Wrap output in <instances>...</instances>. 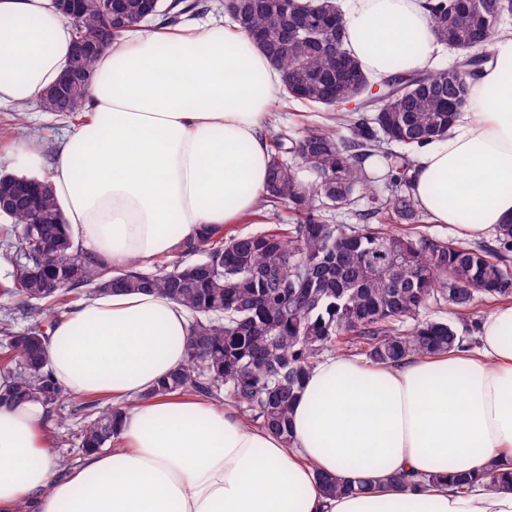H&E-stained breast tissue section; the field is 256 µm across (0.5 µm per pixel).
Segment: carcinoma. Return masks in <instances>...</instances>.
Here are the masks:
<instances>
[{"label":"carcinoma","instance_id":"obj_1","mask_svg":"<svg viewBox=\"0 0 512 512\" xmlns=\"http://www.w3.org/2000/svg\"><path fill=\"white\" fill-rule=\"evenodd\" d=\"M120 0L119 23L104 14L105 0H83L71 24L74 39L96 41L80 71L93 77L98 55L124 38L128 27L159 20L185 25L204 10L202 0ZM432 34L469 59L485 55L470 35L481 22L479 0H429ZM233 12L244 32L260 29L257 46L284 72L278 105L308 103L327 114V123L305 129L300 139L274 133L269 158L264 210L288 205L292 224L271 222L263 230L237 235L222 225L204 226L194 239L155 272L131 267L114 274L77 255L64 215L50 184L34 190L33 179L0 175V215L11 221L5 250L24 255L13 279L0 292L17 300L16 310L40 321L27 332L0 322V368L11 383L0 403L36 402L49 408L68 397L49 369L45 342L55 310L80 288L94 292L159 290L184 306L191 316L188 359L143 398L192 394L229 397L247 420L286 443L293 441L291 412L307 375L321 359L355 351L371 362L399 363L407 357H431L464 342L444 320H418L421 309L439 301L460 314L478 303L512 300V223L493 229L479 243L438 239L389 226L424 224L428 215L408 192L413 154L446 134L467 104L469 84L435 69L423 85L404 97L386 101L384 111L337 110L336 97H349L357 82H366L359 59L347 41L345 21L329 15L343 65L316 38L285 32L288 0H235ZM91 85L71 87L63 95L64 112H84ZM345 127L349 137L339 134ZM298 157L315 180L300 179L285 161ZM387 194L373 195L362 213L364 224H329L327 209L347 206L376 179ZM392 250L405 263L389 278L374 272ZM101 399L84 405L95 417L81 430L78 448L85 454L112 446L118 437L120 406L99 408ZM333 497L353 491L348 483L319 475Z\"/></svg>","mask_w":512,"mask_h":512}]
</instances>
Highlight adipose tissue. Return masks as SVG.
Returning a JSON list of instances; mask_svg holds the SVG:
<instances>
[{"instance_id":"ef3b65f1","label":"adipose tissue","mask_w":512,"mask_h":512,"mask_svg":"<svg viewBox=\"0 0 512 512\" xmlns=\"http://www.w3.org/2000/svg\"><path fill=\"white\" fill-rule=\"evenodd\" d=\"M426 0H342L365 73L430 67ZM69 24L52 0H0V105L38 100L66 68ZM470 79L445 138L422 147L410 193L438 224L481 238L512 223V32ZM282 71L232 19L179 33L140 28L96 60L87 121L50 175L73 249L112 270L168 257L205 225L256 215L267 183V105ZM474 212V224L462 221ZM190 316L147 288L100 293L58 315L46 343L74 396L123 406L118 444L60 474L40 404L0 406V512H512V304L476 346L378 364L335 355L311 371L294 441L231 402L147 398L188 357ZM395 473L415 477L399 487ZM329 474L368 493L327 496ZM474 476L466 490L452 475Z\"/></svg>"}]
</instances>
